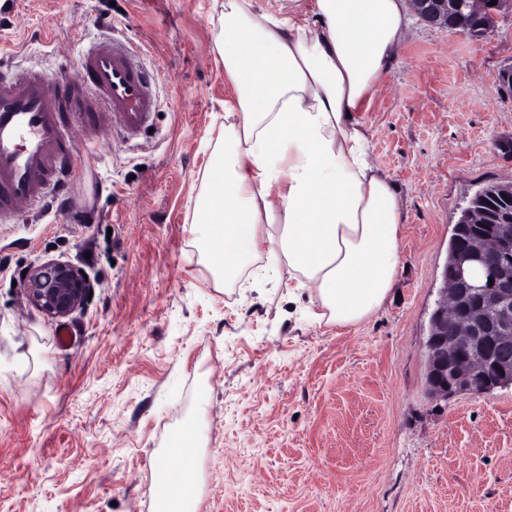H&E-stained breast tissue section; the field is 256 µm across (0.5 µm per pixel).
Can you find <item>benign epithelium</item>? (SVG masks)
Masks as SVG:
<instances>
[{
	"label": "benign epithelium",
	"instance_id": "obj_1",
	"mask_svg": "<svg viewBox=\"0 0 512 512\" xmlns=\"http://www.w3.org/2000/svg\"><path fill=\"white\" fill-rule=\"evenodd\" d=\"M471 0L493 30L499 13L512 11V0ZM420 20L451 25L464 7L460 0H411ZM455 245L474 265L493 272V283L474 292L455 271H443L439 300L424 346L426 385L435 400L464 392H489L512 385V182L480 191L455 224ZM93 284L69 261L49 260L31 266L25 278L28 301L45 316L62 320L84 305Z\"/></svg>",
	"mask_w": 512,
	"mask_h": 512
}]
</instances>
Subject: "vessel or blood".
<instances>
[{
    "label": "vessel or blood",
    "instance_id": "obj_1",
    "mask_svg": "<svg viewBox=\"0 0 512 512\" xmlns=\"http://www.w3.org/2000/svg\"><path fill=\"white\" fill-rule=\"evenodd\" d=\"M154 77L133 48L100 40L75 72L27 69L0 75V224L16 223L71 188L76 162L139 138L157 107Z\"/></svg>",
    "mask_w": 512,
    "mask_h": 512
}]
</instances>
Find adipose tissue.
I'll return each instance as SVG.
<instances>
[{
	"label": "adipose tissue",
	"mask_w": 512,
	"mask_h": 512,
	"mask_svg": "<svg viewBox=\"0 0 512 512\" xmlns=\"http://www.w3.org/2000/svg\"><path fill=\"white\" fill-rule=\"evenodd\" d=\"M411 24L406 0H224L213 48L238 91L224 107V163L205 175L195 215L225 282L251 272L308 291L339 328L380 310L402 265L400 192L370 154L368 111ZM195 420L158 467L174 469L156 512H194Z\"/></svg>",
	"instance_id": "ef3b65f1"
}]
</instances>
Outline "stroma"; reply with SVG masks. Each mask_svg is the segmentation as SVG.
I'll list each match as a JSON object with an SVG mask.
<instances>
[{
    "mask_svg": "<svg viewBox=\"0 0 512 512\" xmlns=\"http://www.w3.org/2000/svg\"><path fill=\"white\" fill-rule=\"evenodd\" d=\"M218 0H0V59L73 71L117 35L156 77L137 143L78 160L67 199L0 224V512H153L155 464L201 420L198 512H512V387L426 388L430 313L467 199L512 181V14L489 35L413 21L363 118L405 202L384 306L338 328L288 284L225 286L194 224L237 97L213 51ZM91 278L53 320L23 272ZM71 334L60 342V330Z\"/></svg>",
    "mask_w": 512,
    "mask_h": 512,
    "instance_id": "1",
    "label": "stroma"
}]
</instances>
